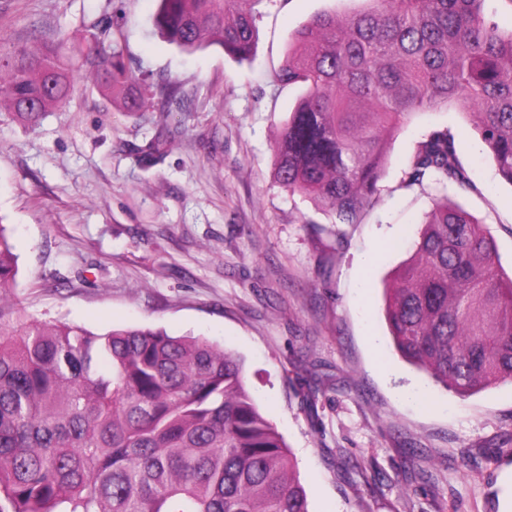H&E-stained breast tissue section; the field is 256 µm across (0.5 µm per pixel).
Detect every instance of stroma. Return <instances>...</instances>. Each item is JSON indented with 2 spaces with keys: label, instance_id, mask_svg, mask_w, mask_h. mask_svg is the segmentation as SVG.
I'll return each instance as SVG.
<instances>
[{
  "label": "stroma",
  "instance_id": "obj_1",
  "mask_svg": "<svg viewBox=\"0 0 512 512\" xmlns=\"http://www.w3.org/2000/svg\"><path fill=\"white\" fill-rule=\"evenodd\" d=\"M156 0H0V42L30 49L113 14L140 84L179 82L184 105L120 112L83 74L38 126L0 107V218L29 312L103 333L163 329L220 344L286 441L310 512H512V384L461 397L396 350L384 291L441 196L485 224L512 275V185L456 108L388 142L360 223L273 180L276 135L300 90L277 73L294 31L364 0H264L250 59L187 55L155 32ZM175 135L154 166L130 145ZM449 129L465 185H407L428 128ZM341 234L339 253L326 250ZM375 345H368V338ZM315 385V393L304 383Z\"/></svg>",
  "mask_w": 512,
  "mask_h": 512
}]
</instances>
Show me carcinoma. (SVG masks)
Instances as JSON below:
<instances>
[{
	"mask_svg": "<svg viewBox=\"0 0 512 512\" xmlns=\"http://www.w3.org/2000/svg\"><path fill=\"white\" fill-rule=\"evenodd\" d=\"M264 0H158L154 28L192 53L251 56ZM316 15L292 35L279 81L301 90L273 179L357 224L380 192L386 140L425 111L455 106L512 185V28L485 0H368ZM129 114L182 100L169 78L146 96L107 17L36 51L0 43V103L27 125L62 107L74 70ZM168 140L132 145L140 164ZM463 184L453 137L424 132L405 172ZM0 222V512H309L283 437L247 388L243 361L203 338L39 321L17 293ZM386 300L397 349L461 397L512 382V277L471 214L437 203Z\"/></svg>",
	"mask_w": 512,
	"mask_h": 512,
	"instance_id": "carcinoma-1",
	"label": "carcinoma"
}]
</instances>
